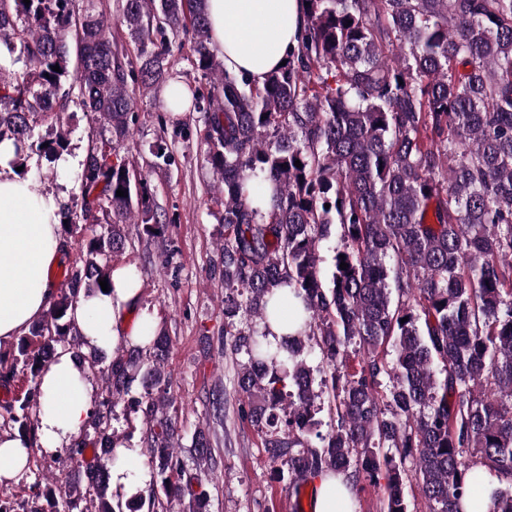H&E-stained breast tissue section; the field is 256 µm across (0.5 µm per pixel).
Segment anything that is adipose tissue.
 Masks as SVG:
<instances>
[{
  "label": "adipose tissue",
  "instance_id": "adipose-tissue-1",
  "mask_svg": "<svg viewBox=\"0 0 512 512\" xmlns=\"http://www.w3.org/2000/svg\"><path fill=\"white\" fill-rule=\"evenodd\" d=\"M208 19L211 47L225 67L260 86L295 46L303 16L300 0H208ZM14 158L13 141H0V343L44 318L57 293L52 271L65 253L58 200L37 182L15 176ZM111 281L107 292L75 305L84 351L140 345L157 329L137 309L141 288L131 267H114ZM40 392L33 443L54 454L81 438L93 411V388L87 370L62 349L43 370ZM33 443L19 432L0 431L1 486L26 474ZM118 454L124 463L112 470L111 489L128 496L145 488L151 475L137 450L122 447ZM312 486L311 512H355V492L342 476L326 472Z\"/></svg>",
  "mask_w": 512,
  "mask_h": 512
}]
</instances>
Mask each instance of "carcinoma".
<instances>
[{
    "label": "carcinoma",
    "instance_id": "carcinoma-1",
    "mask_svg": "<svg viewBox=\"0 0 512 512\" xmlns=\"http://www.w3.org/2000/svg\"><path fill=\"white\" fill-rule=\"evenodd\" d=\"M307 1L286 65L259 87L211 50L207 0H117L114 19L73 0H0V44L20 65L0 67V141L14 140V165L57 159L73 107L110 132L88 149L80 194L62 208L68 231L92 236L45 318L0 352V378L22 369L33 383L0 407V426L32 441L38 380L58 349L101 379L93 436L63 459L85 466L86 489L32 484L56 512H209V430L185 448L168 414L170 337L159 329L145 346L85 355L69 318L79 294L102 291L130 225L164 232L127 145L137 97L160 87L171 109L200 114L223 207L234 385L294 494L331 471L355 488L384 484L380 512H461L483 492L472 475L481 466L498 479L489 512H512V0ZM114 21L133 50L114 40ZM186 48L197 86L174 70ZM40 121L54 137H35ZM150 153L152 171L175 164L163 138ZM333 236L326 281L320 247ZM285 304L303 326L272 342L267 319ZM352 353L361 359L350 371ZM137 387L130 403L156 489L124 502L109 485L112 419Z\"/></svg>",
    "mask_w": 512,
    "mask_h": 512
}]
</instances>
